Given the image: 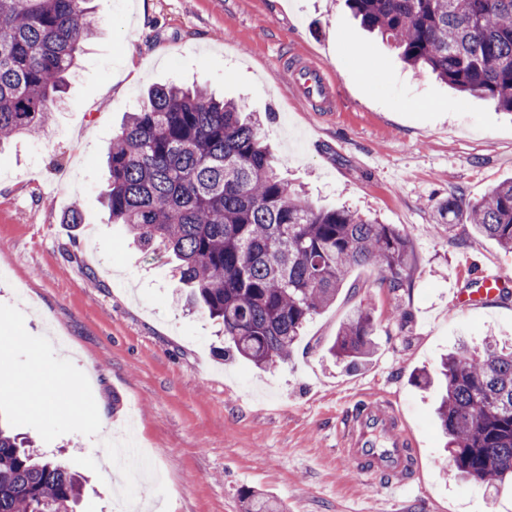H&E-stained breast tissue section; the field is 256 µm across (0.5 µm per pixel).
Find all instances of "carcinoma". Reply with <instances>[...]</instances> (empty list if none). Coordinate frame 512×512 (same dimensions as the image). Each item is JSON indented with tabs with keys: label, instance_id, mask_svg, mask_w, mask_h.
Wrapping results in <instances>:
<instances>
[{
	"label": "carcinoma",
	"instance_id": "1",
	"mask_svg": "<svg viewBox=\"0 0 512 512\" xmlns=\"http://www.w3.org/2000/svg\"><path fill=\"white\" fill-rule=\"evenodd\" d=\"M92 0H0V145L50 125L82 43ZM401 60L461 93L512 112V0H347ZM203 86L158 85L129 113L108 151L102 192L111 222L147 251L177 260L192 306L219 321L221 356L259 368L288 361L305 324L336 301L356 267L408 285V239L345 207L319 208L277 171L257 120ZM474 231L512 252V178L467 205ZM371 313L338 330L327 354L348 366L374 349ZM437 416L456 474L512 477V350L464 348L442 360ZM80 475L0 425V512H73ZM246 512H283L248 490Z\"/></svg>",
	"mask_w": 512,
	"mask_h": 512
}]
</instances>
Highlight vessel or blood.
I'll return each instance as SVG.
<instances>
[{"mask_svg": "<svg viewBox=\"0 0 512 512\" xmlns=\"http://www.w3.org/2000/svg\"><path fill=\"white\" fill-rule=\"evenodd\" d=\"M291 73L300 94L310 103L332 102V85L319 67L298 61ZM512 281L503 272L477 271L471 286L458 292L456 303L474 309L496 301L499 288ZM341 453L354 473L370 485L387 483L404 496L414 491L417 454L399 408L388 399L372 397L358 402L338 427Z\"/></svg>", "mask_w": 512, "mask_h": 512, "instance_id": "1", "label": "vessel or blood"}]
</instances>
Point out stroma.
<instances>
[{"label": "stroma", "mask_w": 512, "mask_h": 512, "mask_svg": "<svg viewBox=\"0 0 512 512\" xmlns=\"http://www.w3.org/2000/svg\"><path fill=\"white\" fill-rule=\"evenodd\" d=\"M94 6L96 33L52 123L0 151V416L84 476L76 512H123L129 483L100 456L130 419L147 456L134 485L145 512H244L247 489L287 512H512V483L456 477L439 391L412 381L461 346L512 344V301L463 311L455 300L477 267L512 273V252L445 210L512 178V114L404 65L345 0ZM295 59L335 78L333 111L296 98ZM196 82L261 119L280 172L309 201L403 232L410 291L354 269L358 292L315 315L287 363L217 356V327L185 309L168 254L109 223L101 195L107 149L148 87ZM74 207L82 223H63ZM360 306L375 348L351 368L325 349ZM366 393L403 411L421 457L417 499L367 487L341 454L336 427Z\"/></svg>", "instance_id": "35a3bbf8"}]
</instances>
